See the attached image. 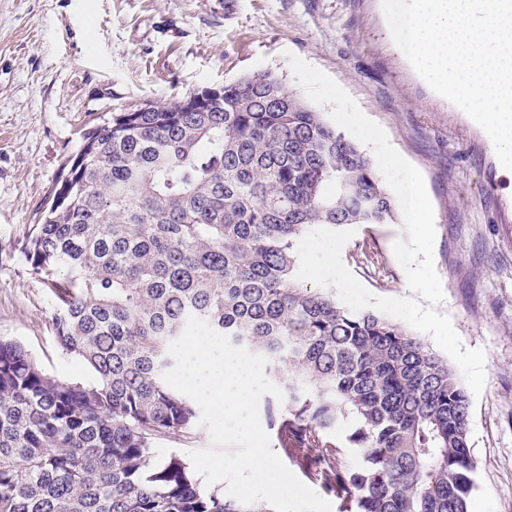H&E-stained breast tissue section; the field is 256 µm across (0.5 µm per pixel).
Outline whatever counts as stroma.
<instances>
[{
	"label": "stroma",
	"instance_id": "stroma-1",
	"mask_svg": "<svg viewBox=\"0 0 512 512\" xmlns=\"http://www.w3.org/2000/svg\"><path fill=\"white\" fill-rule=\"evenodd\" d=\"M321 69L423 175L435 269L463 345L486 353L469 400L477 462L468 512H512V171L389 38L381 0H0V336L66 380L89 374L56 346L53 304L22 254L84 133L147 102L256 73L304 91L287 53ZM401 224H359L342 259L377 296L408 290L393 244ZM379 259L356 262L358 245Z\"/></svg>",
	"mask_w": 512,
	"mask_h": 512
}]
</instances>
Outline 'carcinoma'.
I'll use <instances>...</instances> for the list:
<instances>
[{
	"mask_svg": "<svg viewBox=\"0 0 512 512\" xmlns=\"http://www.w3.org/2000/svg\"><path fill=\"white\" fill-rule=\"evenodd\" d=\"M184 103L87 132L24 247L55 344L92 379L0 337V512H274L202 485L178 454L156 460L198 420L162 379L191 315L268 358L276 445L341 512H468L455 371L403 324L296 279L313 228L398 221L372 160L269 73Z\"/></svg>",
	"mask_w": 512,
	"mask_h": 512,
	"instance_id": "1",
	"label": "carcinoma"
}]
</instances>
